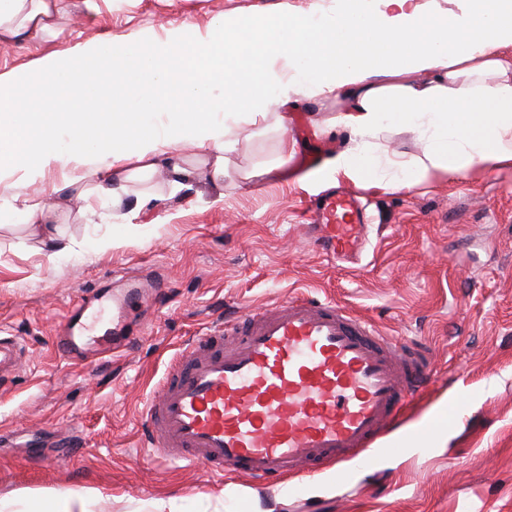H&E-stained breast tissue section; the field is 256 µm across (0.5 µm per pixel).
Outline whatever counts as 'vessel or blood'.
<instances>
[{
  "mask_svg": "<svg viewBox=\"0 0 512 512\" xmlns=\"http://www.w3.org/2000/svg\"><path fill=\"white\" fill-rule=\"evenodd\" d=\"M311 232L331 259L355 255L366 219L355 195L336 191L317 207ZM162 279H126L112 295L117 319ZM98 296L73 306L54 340L60 358L77 362L123 344L104 331L85 333ZM430 351L382 335L341 304L295 297L277 309L247 312L183 344L149 400L143 443L152 453L212 474L232 470L255 482L313 472L370 452L404 404L429 382ZM21 358L14 338L0 336V386Z\"/></svg>",
  "mask_w": 512,
  "mask_h": 512,
  "instance_id": "obj_1",
  "label": "vessel or blood"
}]
</instances>
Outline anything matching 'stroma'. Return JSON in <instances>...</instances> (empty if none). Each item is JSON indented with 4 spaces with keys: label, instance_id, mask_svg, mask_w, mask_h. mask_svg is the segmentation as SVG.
I'll use <instances>...</instances> for the list:
<instances>
[{
    "label": "stroma",
    "instance_id": "1",
    "mask_svg": "<svg viewBox=\"0 0 512 512\" xmlns=\"http://www.w3.org/2000/svg\"><path fill=\"white\" fill-rule=\"evenodd\" d=\"M95 3L74 9L58 37L0 44V76L25 75L18 94L35 111L68 109L42 99L45 57L70 58L103 40L147 53L166 26L272 21L285 10H329L334 0ZM349 107L342 96L292 102L287 130L271 113L234 127L224 181L210 179V156L188 147L177 160L193 175L178 192L160 170L126 181L120 195L59 205L52 250L14 209L19 174L0 177V330L27 350L0 393V498L37 493L34 512H54L57 493L93 487V512H148L155 499L172 500L174 512H512V165L455 179L437 173L410 189H363L366 243L332 262L311 239L305 208L352 186L328 168L348 145L332 120ZM57 150L63 163L27 184V195L49 200L68 179L76 190L94 189L92 167L67 163L68 138ZM270 167L274 178L245 181ZM108 238L119 247L102 248ZM147 272L167 281V303L142 311L123 351L91 364L58 357L53 336L77 298L111 294L121 276ZM298 294L336 301L388 335L429 347L431 380L386 441L451 400L459 422L372 466L349 463L345 483L327 466L257 485L233 472L213 476L201 463H164L145 448L146 403L179 345Z\"/></svg>",
    "mask_w": 512,
    "mask_h": 512
}]
</instances>
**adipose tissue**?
Wrapping results in <instances>:
<instances>
[{"label": "adipose tissue", "instance_id": "ef3b65f1", "mask_svg": "<svg viewBox=\"0 0 512 512\" xmlns=\"http://www.w3.org/2000/svg\"><path fill=\"white\" fill-rule=\"evenodd\" d=\"M67 0H0V42L56 31ZM449 21L432 19L428 0H336L319 16L283 13L274 22L219 21L206 31L188 25L167 28L150 54L126 57L111 44L84 46L75 58H44L55 74L48 99L72 104L64 126L34 122L13 95L14 78H0V170L21 157L24 176L33 179L60 162L52 141L68 132L69 162H86L85 143L95 140L105 163L97 188L133 171L167 168L174 185L188 172L174 159L182 143L213 158L211 177L229 176L224 154L231 127L220 123L230 113L272 110L287 128L290 101L333 94L351 107L334 122L349 132V146L329 163L356 186L409 188L435 172L452 177L478 166L512 165V0H456ZM179 54V72L165 62ZM114 58L112 82H138L146 94L140 110L101 112L102 88L88 74ZM267 90L263 100L254 83ZM172 87V95L153 96V86ZM221 93H214V86ZM155 112H178L183 125L164 134L149 128ZM388 127L413 132L421 143L414 158L387 157L378 143Z\"/></svg>", "mask_w": 512, "mask_h": 512}]
</instances>
